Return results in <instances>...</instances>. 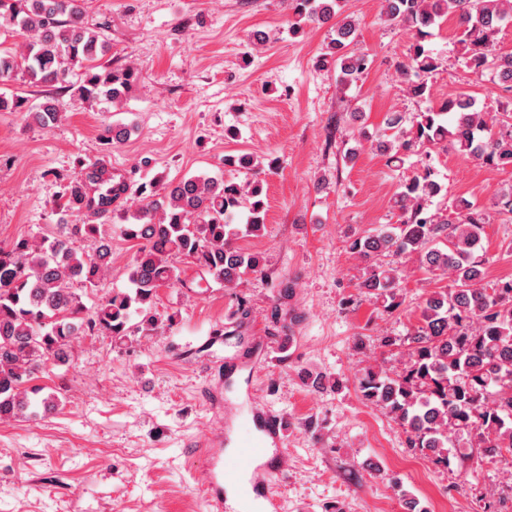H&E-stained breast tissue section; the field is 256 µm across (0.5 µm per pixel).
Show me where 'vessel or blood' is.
Listing matches in <instances>:
<instances>
[{"instance_id": "obj_1", "label": "vessel or blood", "mask_w": 512, "mask_h": 512, "mask_svg": "<svg viewBox=\"0 0 512 512\" xmlns=\"http://www.w3.org/2000/svg\"><path fill=\"white\" fill-rule=\"evenodd\" d=\"M285 425L282 416L255 403L248 411L230 415L224 442L205 443L200 453L206 463V498L214 512H223L226 487L244 481L259 492L266 512H279L280 502L270 495L269 485L283 471L278 449ZM227 444L232 445V453L224 452Z\"/></svg>"}]
</instances>
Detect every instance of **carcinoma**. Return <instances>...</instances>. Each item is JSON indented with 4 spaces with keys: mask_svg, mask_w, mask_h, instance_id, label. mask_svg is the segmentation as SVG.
Here are the masks:
<instances>
[{
    "mask_svg": "<svg viewBox=\"0 0 512 512\" xmlns=\"http://www.w3.org/2000/svg\"><path fill=\"white\" fill-rule=\"evenodd\" d=\"M85 0H0V29L23 39L22 49L0 48V82L21 74L47 87L66 84L89 105L120 103L137 79L129 66L103 61L109 42L84 18ZM293 36L307 23L336 20L318 63L336 67L346 88L370 69L357 48L358 23L342 15L340 0H288ZM454 16L458 22V61L475 79L490 80L512 94V52L496 48L493 36L512 23V0H382L381 18L413 31L399 70L406 93L430 98L428 79L440 68L426 42L432 30ZM80 71L77 81L69 77ZM59 101L48 97L25 112L29 123L51 128L61 118ZM388 162L431 155L448 146L484 164L512 167V99L486 112L468 92L409 117L392 112L378 137ZM58 209L80 220L59 224L38 239L20 237L0 248V420L37 418L55 410L52 397L34 384L50 365L69 361L80 336L106 334L123 342L131 322L152 331L150 310L159 289L178 283L189 292L211 283L233 287L247 274H263L266 260L244 252L236 242L265 228L262 186H245L216 177L194 176L142 187V199L120 214L121 233L138 243L128 269L129 287L114 291L89 308L82 296L98 287L112 260V246L95 220L114 212V199L126 182L99 163H84L80 175L60 177ZM443 186L426 162L404 180L393 196L401 223L348 242L350 252L368 264L360 288L394 312L399 301L395 270L381 262L387 255H414L427 273L452 278L453 286L432 291L417 325L405 336H385L380 347L407 350L400 370L368 367L359 378L362 396L378 404L406 435L409 447L432 463L450 466L451 458L497 463L512 454V279L482 284L485 214L476 202L458 198L432 208ZM246 223H235L243 202ZM88 243V248L76 245ZM197 269V278L178 280L176 261ZM79 284L80 289L73 288ZM470 436L469 453H453V435Z\"/></svg>",
    "mask_w": 512,
    "mask_h": 512,
    "instance_id": "carcinoma-1",
    "label": "carcinoma"
}]
</instances>
